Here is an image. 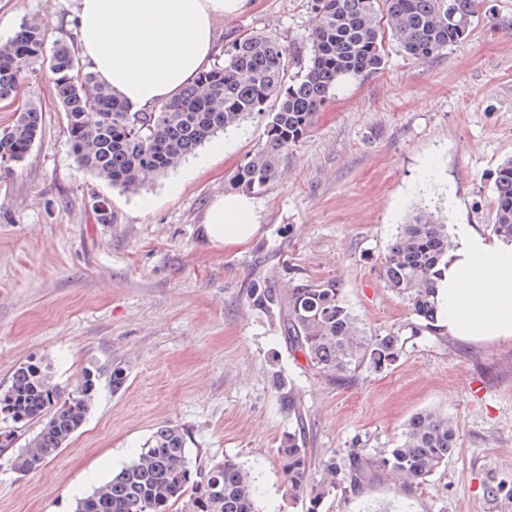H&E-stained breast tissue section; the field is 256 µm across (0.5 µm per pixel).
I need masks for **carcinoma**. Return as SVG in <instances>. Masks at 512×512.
<instances>
[{"label": "carcinoma", "instance_id": "carcinoma-1", "mask_svg": "<svg viewBox=\"0 0 512 512\" xmlns=\"http://www.w3.org/2000/svg\"><path fill=\"white\" fill-rule=\"evenodd\" d=\"M482 0H312L314 23L298 75L287 80L290 50L275 35L249 33L224 49V62L201 72L177 97L149 108L130 105L101 83L82 63L74 46L47 50V33L27 22L0 41V101L15 97L21 84L44 68L54 77L65 112L68 142L78 167L124 191H137L176 169L220 132L267 113L265 142L247 155L228 179L232 191L252 193L276 180L281 160L295 150L315 115L342 81L384 69L387 45L396 43L413 60L435 57L469 33ZM35 107L0 129V170L8 172L34 146L42 127ZM493 235L512 241V159L494 177ZM448 225L421 211L402 225L383 262L388 288L408 303L432 330L437 321L436 293L448 270ZM253 305L268 310L288 303L284 329L290 347L318 373L341 376L366 368L389 369L399 356L393 335L365 336L334 280H306L281 293L264 284L251 286ZM99 373L88 369L73 391L53 381L50 368L27 361L0 389V432L9 442L19 425L37 423L39 432L10 462L25 475L56 456L84 425L96 399ZM457 448V431L435 411L414 415L403 438L387 454L372 457L352 448L312 468V459L295 437L277 449L289 499L319 512L325 498L352 488L373 470L422 484ZM259 512L256 476L235 459L215 464L198 476L183 430L159 427L136 457L91 493L75 500L73 512Z\"/></svg>", "mask_w": 512, "mask_h": 512}]
</instances>
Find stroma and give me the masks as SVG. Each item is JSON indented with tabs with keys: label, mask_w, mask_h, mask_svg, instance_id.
I'll use <instances>...</instances> for the list:
<instances>
[{
	"label": "stroma",
	"mask_w": 512,
	"mask_h": 512,
	"mask_svg": "<svg viewBox=\"0 0 512 512\" xmlns=\"http://www.w3.org/2000/svg\"><path fill=\"white\" fill-rule=\"evenodd\" d=\"M75 6L0 0V39L37 22L49 40L77 43ZM312 23L311 0H252L215 20L214 59L245 31L299 49ZM29 103L43 112L41 136L0 178V387L27 361L49 364L68 391L94 367L120 365L127 382L116 391L100 378L83 427L39 469L22 476L9 465L36 425L0 447V512H71L168 424L184 430L199 470L227 457L250 469L261 512H302L277 459L288 435L316 462L354 446L379 456L424 410L457 430L444 466L411 489L370 477L321 512H512V340L417 330L382 271L417 211L490 233L494 173L512 159V0H484L471 32L439 56L412 60L392 44L383 70L344 82L279 178L252 193L259 229L241 245L211 243L203 223L264 143V117L132 194L77 166L49 72L20 89L16 106ZM16 106L0 103V128ZM102 200L108 224L97 220ZM329 279L365 335L398 337L388 370L317 374L291 350L283 312L249 298L257 281L281 289ZM280 376L296 387L299 415Z\"/></svg>",
	"instance_id": "stroma-1"
}]
</instances>
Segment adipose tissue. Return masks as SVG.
I'll use <instances>...</instances> for the list:
<instances>
[{
    "label": "adipose tissue",
    "instance_id": "ef3b65f1",
    "mask_svg": "<svg viewBox=\"0 0 512 512\" xmlns=\"http://www.w3.org/2000/svg\"><path fill=\"white\" fill-rule=\"evenodd\" d=\"M249 0H77L78 48L98 78L138 108L181 93L215 53L213 22ZM212 242L248 241L259 229L251 199L226 194L210 206ZM456 246L438 292V316L450 335L512 339V243L454 227Z\"/></svg>",
    "mask_w": 512,
    "mask_h": 512
}]
</instances>
